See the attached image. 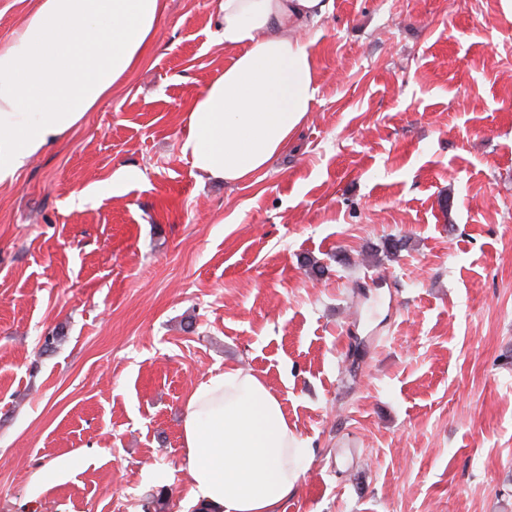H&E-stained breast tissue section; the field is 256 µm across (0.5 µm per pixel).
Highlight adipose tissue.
Returning <instances> with one entry per match:
<instances>
[{"instance_id": "obj_1", "label": "adipose tissue", "mask_w": 512, "mask_h": 512, "mask_svg": "<svg viewBox=\"0 0 512 512\" xmlns=\"http://www.w3.org/2000/svg\"><path fill=\"white\" fill-rule=\"evenodd\" d=\"M331 0H217L232 57L185 113L181 151L200 177L251 180L287 147L318 92L308 30ZM167 0H36L0 41V185L111 96L153 40ZM195 512H279L299 480L279 398L232 370L198 384L182 422Z\"/></svg>"}]
</instances>
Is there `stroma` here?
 <instances>
[{
	"label": "stroma",
	"instance_id": "stroma-1",
	"mask_svg": "<svg viewBox=\"0 0 512 512\" xmlns=\"http://www.w3.org/2000/svg\"><path fill=\"white\" fill-rule=\"evenodd\" d=\"M167 2L0 185V512H183L186 404L231 368L306 450L279 512H512V0H332L313 112L232 187L180 152L213 0ZM143 173L138 169L121 167L112 175V182L109 187L112 195L126 193L128 187L142 180Z\"/></svg>",
	"mask_w": 512,
	"mask_h": 512
}]
</instances>
